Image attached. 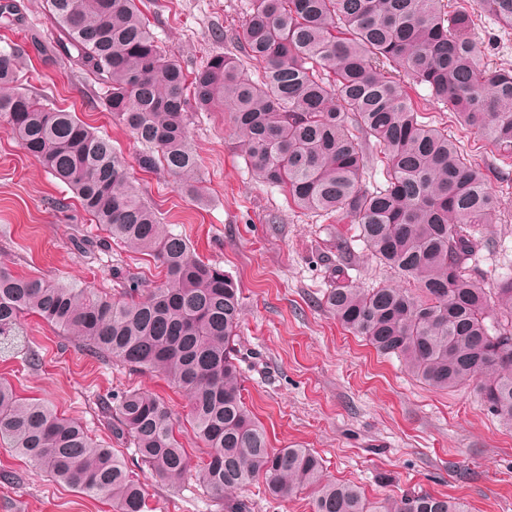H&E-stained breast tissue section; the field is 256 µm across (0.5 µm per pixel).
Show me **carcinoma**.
I'll use <instances>...</instances> for the list:
<instances>
[{
	"mask_svg": "<svg viewBox=\"0 0 512 512\" xmlns=\"http://www.w3.org/2000/svg\"><path fill=\"white\" fill-rule=\"evenodd\" d=\"M53 51L105 85V110L143 149L138 167H164L193 193L200 158L187 113L227 111L240 149L265 182L299 210L350 220L379 263L411 289L342 283L341 254L327 306L379 353L394 355L427 385H474L481 403L512 426V277L492 301L469 270L479 226L497 200L486 174L445 129L419 119L404 73L504 156L512 155V68L480 63L475 13L512 28V0H250L235 51L215 54L192 79L159 45L137 0H45ZM20 50L0 53V124L28 155L71 187L112 239L155 258L164 280L115 296L68 278L23 275L0 262V352L21 349V317L35 315L94 353L159 372L188 397L189 425L206 448L192 463L162 400L127 391L107 409L115 429L166 484L194 469L222 512H249L238 491L262 482L274 498L308 488L313 512H468L455 498L405 493L368 502L360 488L326 478L309 448L270 447L242 397L237 341L242 313L233 278L168 231L130 180L124 157L76 114L14 87ZM259 64L252 78L245 61ZM385 182L363 186L370 145ZM0 439L57 482L106 498L115 512H146L121 458L48 403L0 381Z\"/></svg>",
	"mask_w": 512,
	"mask_h": 512,
	"instance_id": "cac0c4a2",
	"label": "carcinoma"
}]
</instances>
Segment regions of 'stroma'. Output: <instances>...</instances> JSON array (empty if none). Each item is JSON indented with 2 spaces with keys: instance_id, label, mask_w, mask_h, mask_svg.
Instances as JSON below:
<instances>
[{
  "instance_id": "1",
  "label": "stroma",
  "mask_w": 512,
  "mask_h": 512,
  "mask_svg": "<svg viewBox=\"0 0 512 512\" xmlns=\"http://www.w3.org/2000/svg\"><path fill=\"white\" fill-rule=\"evenodd\" d=\"M24 19L0 24V52L20 44L18 85L50 96L107 134L129 165L146 201L167 230L183 235L203 260L234 278L241 289L239 364L243 397L264 426L272 448H309L330 478L360 486L379 502L406 491L464 499L470 512H512V427L482 405L472 387L431 389L398 358L382 356L347 332L327 308L336 247L348 244V283L355 288L398 286L402 280L357 241L347 223L298 210L279 188L262 182L238 147L239 134L222 112H192L189 132L200 156V198L185 195L165 169L147 173L135 162L141 145L102 105V84L72 63L49 59L28 46L30 30L46 32L44 0H21ZM249 0H142L160 46L189 72L224 52L240 33ZM482 64L512 68V29L489 16L475 17ZM404 88L426 122L447 128L469 159L488 176L499 208L482 228L469 263L479 288L495 294L512 276V157L462 128L452 112L434 103L427 87L404 79ZM96 243L74 247L75 233ZM0 260L15 271L46 279L76 278L106 293L121 282L113 271L138 277L150 288L162 280L152 258L112 242L80 208L74 193L25 153L0 125ZM35 343L38 365L21 355L0 356V378L21 395L49 402L124 458L145 491L146 512H220L196 475L179 486L161 482L138 460L128 436L116 435L103 416L107 397L139 390L166 401L179 420L186 397L164 378L136 372L89 353L36 317L22 322ZM251 512H313L308 492L285 500L265 495L261 484L242 490ZM0 512H113L54 481L0 441Z\"/></svg>"
}]
</instances>
